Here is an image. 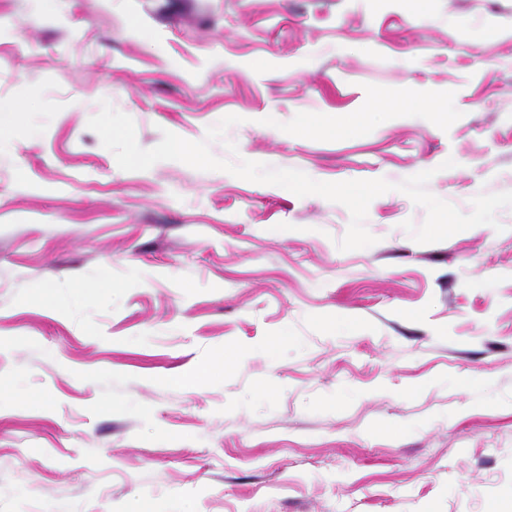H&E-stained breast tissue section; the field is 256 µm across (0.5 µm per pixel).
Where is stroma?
<instances>
[{"mask_svg":"<svg viewBox=\"0 0 512 512\" xmlns=\"http://www.w3.org/2000/svg\"><path fill=\"white\" fill-rule=\"evenodd\" d=\"M0 101V512H512V207L419 244L393 190L342 251V204L87 126L236 115L218 158L467 214L512 192V0H0Z\"/></svg>","mask_w":512,"mask_h":512,"instance_id":"stroma-1","label":"stroma"}]
</instances>
